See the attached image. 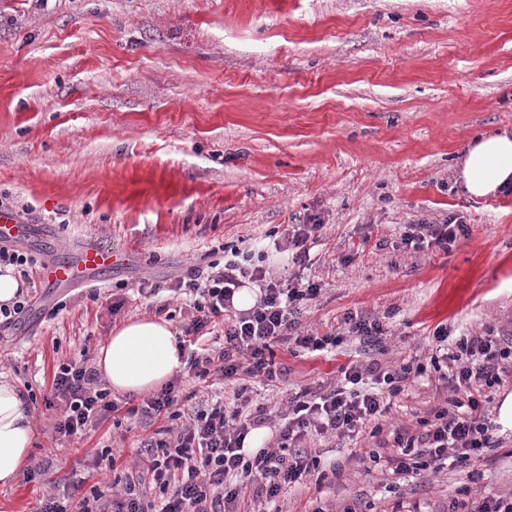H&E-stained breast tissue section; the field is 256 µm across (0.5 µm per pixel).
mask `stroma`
Listing matches in <instances>:
<instances>
[{"label": "stroma", "mask_w": 512, "mask_h": 512, "mask_svg": "<svg viewBox=\"0 0 512 512\" xmlns=\"http://www.w3.org/2000/svg\"><path fill=\"white\" fill-rule=\"evenodd\" d=\"M494 130L512 132V0H0V203L34 228L22 250L48 261L50 229L63 249L90 234L131 255L99 300L73 288L58 312L30 270L31 308L0 330V373L37 398L31 463L51 459L62 478L108 446L129 467L157 421L108 418L55 442L41 397L58 365L163 304L180 325L168 286L208 250L314 218L324 230L305 274L321 292L296 330L344 340L277 349L279 380L250 383L249 398L286 408L356 362L425 372L390 397L379 436L309 439L325 478L285 493L282 512H446L453 496L473 510L511 495V429H495L492 458L392 490L359 463L394 454L393 430L446 397L437 329L452 343L512 334V194L473 198L457 179L470 140ZM451 215L465 237L403 247L407 225ZM143 282L159 294L134 297ZM350 312L381 335L349 334ZM48 491L46 477L21 479L0 512H39Z\"/></svg>", "instance_id": "1"}]
</instances>
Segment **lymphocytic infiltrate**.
<instances>
[{
	"label": "lymphocytic infiltrate",
	"instance_id": "f902f5d3",
	"mask_svg": "<svg viewBox=\"0 0 512 512\" xmlns=\"http://www.w3.org/2000/svg\"><path fill=\"white\" fill-rule=\"evenodd\" d=\"M322 230L319 223L292 225L273 240L272 250L305 266L309 245ZM466 233V225L452 217L444 224L408 225L401 243L407 249H444ZM221 251L222 259L178 278L170 290L183 298L188 311L182 325L185 337L203 345L201 352H189L185 372L196 383H236L234 401L188 403L177 377L141 403L121 407L90 365L87 349H80L59 365L43 396L45 407L57 411L56 439L83 436L120 410L161 419L165 425L157 437L144 442L124 476L105 483L91 481L86 473L71 474L65 494L49 495L41 512H268L284 491L306 484L316 472L317 459L306 446L310 435L344 437L360 431L386 413L385 396L399 394L403 382L422 374V366L406 363L376 374L369 387L361 365L347 366L340 387L306 390L291 398L273 445L244 454L246 436L272 418L266 405H251L247 380L279 378L277 346L291 343L310 353H328L341 339L294 332L302 306L318 297L319 283L299 275L282 283L264 267L263 250L225 245ZM247 281L258 286L259 301L250 311H235L231 300ZM441 360L450 369L444 378L450 395L419 419L416 428L394 432L399 453L386 462L396 479L450 464L467 467L502 445L492 433L486 391L500 385L512 369V339L490 331L464 336Z\"/></svg>",
	"mask_w": 512,
	"mask_h": 512
}]
</instances>
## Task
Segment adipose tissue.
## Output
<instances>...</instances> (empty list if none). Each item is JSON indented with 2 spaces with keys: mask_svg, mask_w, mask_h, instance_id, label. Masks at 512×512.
I'll return each mask as SVG.
<instances>
[{
  "mask_svg": "<svg viewBox=\"0 0 512 512\" xmlns=\"http://www.w3.org/2000/svg\"><path fill=\"white\" fill-rule=\"evenodd\" d=\"M460 179L467 194L487 197L512 187V134L483 133L467 145ZM97 366L113 392L139 395L159 389L181 371L177 335L164 320H132L113 330L97 352ZM21 388L0 377V490H13L36 442Z\"/></svg>",
  "mask_w": 512,
  "mask_h": 512,
  "instance_id": "1",
  "label": "adipose tissue"
}]
</instances>
